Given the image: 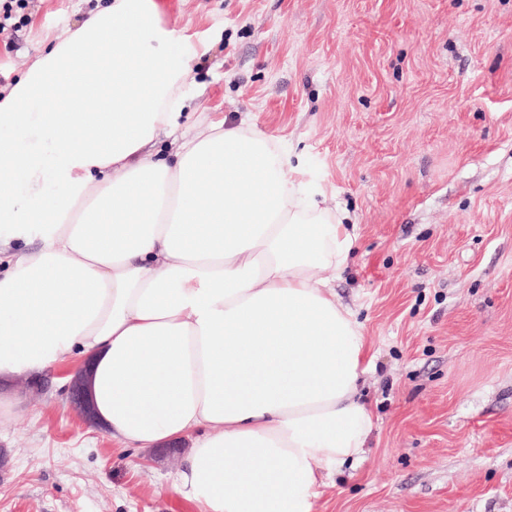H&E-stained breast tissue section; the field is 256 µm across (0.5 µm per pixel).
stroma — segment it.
Returning <instances> with one entry per match:
<instances>
[{"mask_svg": "<svg viewBox=\"0 0 512 512\" xmlns=\"http://www.w3.org/2000/svg\"><path fill=\"white\" fill-rule=\"evenodd\" d=\"M88 0L0 24V88ZM188 127L240 122L357 226L331 280L374 359L365 455L312 512H512V0H176ZM69 367L0 420V512H197L179 460L80 422Z\"/></svg>", "mask_w": 512, "mask_h": 512, "instance_id": "stroma-1", "label": "stroma"}]
</instances>
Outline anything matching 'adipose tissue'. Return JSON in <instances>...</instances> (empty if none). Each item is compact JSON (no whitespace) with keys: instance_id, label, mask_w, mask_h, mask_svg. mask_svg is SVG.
I'll return each instance as SVG.
<instances>
[{"instance_id":"obj_1","label":"adipose tissue","mask_w":512,"mask_h":512,"mask_svg":"<svg viewBox=\"0 0 512 512\" xmlns=\"http://www.w3.org/2000/svg\"><path fill=\"white\" fill-rule=\"evenodd\" d=\"M194 51L152 0H109L0 90V417L73 365L96 427L181 444L198 512H311L374 425L368 343L323 277L357 238L247 125L181 129ZM173 159L153 157L159 135Z\"/></svg>"}]
</instances>
